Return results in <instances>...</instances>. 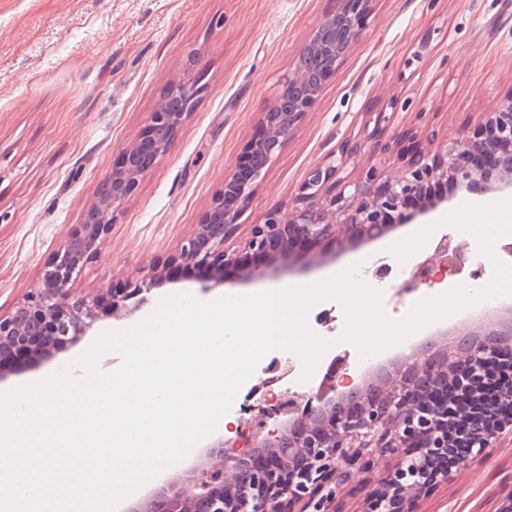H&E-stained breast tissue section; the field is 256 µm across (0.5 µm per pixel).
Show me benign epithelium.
<instances>
[{
	"label": "benign epithelium",
	"instance_id": "1",
	"mask_svg": "<svg viewBox=\"0 0 512 512\" xmlns=\"http://www.w3.org/2000/svg\"><path fill=\"white\" fill-rule=\"evenodd\" d=\"M373 10L374 0H336L317 22L279 81L272 104L261 113L257 135L244 146L168 270L154 267L121 288L73 299L69 284L97 252L125 201L177 139L189 109L206 90L192 77L172 87L171 94L185 100L186 111L172 112L166 101L159 102L101 185L83 223L44 264L40 285L11 315L0 316V381L78 342L100 311L134 314L170 275L201 271L202 288L209 290L227 284L230 267L241 285L275 279L286 270L303 273L336 258L355 233L376 239L381 229L420 223L447 207V196L427 194L433 183L481 194L511 190L512 96L491 113L476 138L435 146L429 131L426 146L414 151L404 175L391 178L370 167L353 192L345 194L338 186L346 159L360 154L368 142L384 150L398 143L387 134L389 117L379 112L365 138L341 143L337 154L307 171L288 214L276 208L253 225L245 255L225 250L269 167L359 42ZM322 242L336 249L294 257L296 248L313 249ZM464 258L463 248L450 247L448 235H441L434 254L414 264L415 286H432L435 267H452ZM466 335L473 337L467 349L451 348L438 362L418 357L402 363L382 389L351 408L338 406L355 386L344 387L343 374L333 367L302 406L292 396L278 402L264 398L269 411L239 422L235 436L205 450L209 466L194 469L202 492L185 496L168 483L129 502L125 512H333L336 488L346 478L342 467L359 464L365 448L401 451L403 457L367 496L362 512H415L416 501L447 480L449 449H460L459 466L499 434L512 432V378L493 376L502 351L479 339V330Z\"/></svg>",
	"mask_w": 512,
	"mask_h": 512
}]
</instances>
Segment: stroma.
<instances>
[{"instance_id":"35a3bbf8","label":"stroma","mask_w":512,"mask_h":512,"mask_svg":"<svg viewBox=\"0 0 512 512\" xmlns=\"http://www.w3.org/2000/svg\"><path fill=\"white\" fill-rule=\"evenodd\" d=\"M333 0H0V314L38 285L44 262L82 223L121 152L165 89L185 76L206 86L176 141L123 205L94 258L70 283L90 298L176 255L253 137L277 83ZM512 93V0H375L360 41L270 166L228 250L243 251L271 208L292 209L312 166L362 138L375 113L390 132L428 127L437 143L470 138ZM400 177L396 149L365 150L340 176L368 167ZM407 224L363 241L311 279L359 263L416 232ZM187 292L208 302L196 272L155 290L140 313L105 314L52 359L11 375L0 392L42 380L104 331L141 321ZM397 456L375 453L336 492V512H360ZM512 492V437L449 470L417 512H496Z\"/></svg>"}]
</instances>
